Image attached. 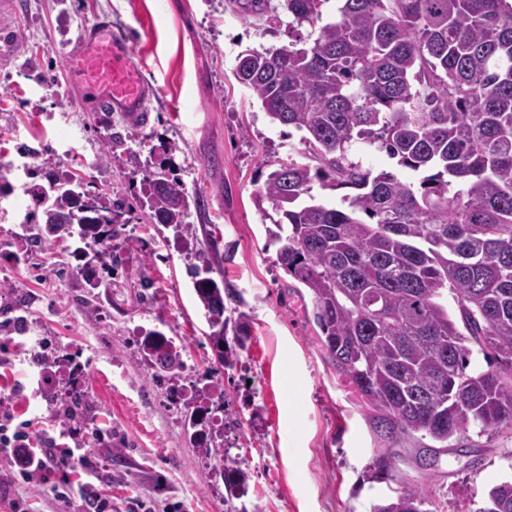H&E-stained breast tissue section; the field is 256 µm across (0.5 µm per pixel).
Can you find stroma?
Wrapping results in <instances>:
<instances>
[{
	"instance_id": "1",
	"label": "stroma",
	"mask_w": 512,
	"mask_h": 512,
	"mask_svg": "<svg viewBox=\"0 0 512 512\" xmlns=\"http://www.w3.org/2000/svg\"><path fill=\"white\" fill-rule=\"evenodd\" d=\"M131 33L130 43L154 88L147 126L90 108L72 84L70 51L97 19ZM0 164L21 149L44 152L43 170L86 174L89 190L126 200L129 224L119 252L124 272L99 287L74 272L63 242L32 245L16 239L0 214V324L17 325L7 338L42 340L36 353L61 354L52 387L37 383L32 356L21 350L0 359V390L20 388L23 418L40 416L32 438L63 436L66 446L105 435L103 483L112 487V512H230L216 459L190 441V407L172 410L175 385L208 407L227 406L238 422L230 457L251 474L243 501L249 512H371L389 493L371 480L380 453L395 455L394 481L418 483L432 512H480L491 486L512 478V430H470L437 449L434 468L422 469L419 449L388 442L373 431V410L332 365L312 320L306 290L276 263L269 219L254 201L270 165L302 159L301 135L271 122L260 102L234 78L238 54L288 44V29L245 12L238 0H14L0 9ZM66 93L60 102L58 93ZM124 146L107 159V140ZM162 142L176 152L159 150ZM95 161L86 172V161ZM174 164L189 193L203 192L205 209H190L194 236L157 230L138 206L145 169ZM213 276L235 288L249 337L232 382L217 379L219 363L207 344L210 327L191 275L208 242ZM24 253L17 263L15 253ZM154 282L143 302L131 277ZM156 329L182 349L183 368L155 381L138 350L142 331ZM97 411L86 428L66 432L53 417L71 364ZM120 452H112V444Z\"/></svg>"
}]
</instances>
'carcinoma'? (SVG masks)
Here are the masks:
<instances>
[{
    "instance_id": "cac0c4a2",
    "label": "carcinoma",
    "mask_w": 512,
    "mask_h": 512,
    "mask_svg": "<svg viewBox=\"0 0 512 512\" xmlns=\"http://www.w3.org/2000/svg\"><path fill=\"white\" fill-rule=\"evenodd\" d=\"M286 0L288 33L308 39L247 49L235 79L270 120L302 133L304 161L278 164L255 192L276 218V263L308 289L313 319L336 370L374 411V431L394 443L440 447L471 429L512 427V0ZM384 151L420 175L405 182L374 172L350 151ZM37 184L32 223L47 239L82 226L75 260L114 239L123 203L48 172ZM140 203L177 237L193 235L186 191L173 166L144 170ZM346 191L339 208L315 188ZM193 266L197 298L210 314L208 344L224 364L225 336L243 342V315L224 316L235 293L212 277L207 251ZM140 352L154 376L183 368L172 340L153 331ZM480 354L486 367L472 366ZM70 380L56 418L85 421L95 407ZM393 456L374 460L383 480ZM230 494L250 473L224 465ZM372 512H430L422 489L404 483ZM483 512H512V479L487 492Z\"/></svg>"
}]
</instances>
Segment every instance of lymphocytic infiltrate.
<instances>
[{"label": "lymphocytic infiltrate", "mask_w": 512, "mask_h": 512, "mask_svg": "<svg viewBox=\"0 0 512 512\" xmlns=\"http://www.w3.org/2000/svg\"><path fill=\"white\" fill-rule=\"evenodd\" d=\"M34 424L31 418L16 421L11 395L0 396V452L11 470L10 477L0 478V499L7 500L11 512H21L25 502L18 489L36 481L70 512H108L110 499L96 482L89 449L62 448L53 439L46 447H31Z\"/></svg>", "instance_id": "1"}]
</instances>
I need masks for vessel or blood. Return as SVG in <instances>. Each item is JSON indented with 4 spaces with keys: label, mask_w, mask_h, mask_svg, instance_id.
I'll return each mask as SVG.
<instances>
[{
    "label": "vessel or blood",
    "mask_w": 512,
    "mask_h": 512,
    "mask_svg": "<svg viewBox=\"0 0 512 512\" xmlns=\"http://www.w3.org/2000/svg\"><path fill=\"white\" fill-rule=\"evenodd\" d=\"M70 55L80 80L94 90L96 105L133 122L146 119L150 89L125 34L113 31L108 21H96L77 39Z\"/></svg>",
    "instance_id": "b4317fda"
}]
</instances>
